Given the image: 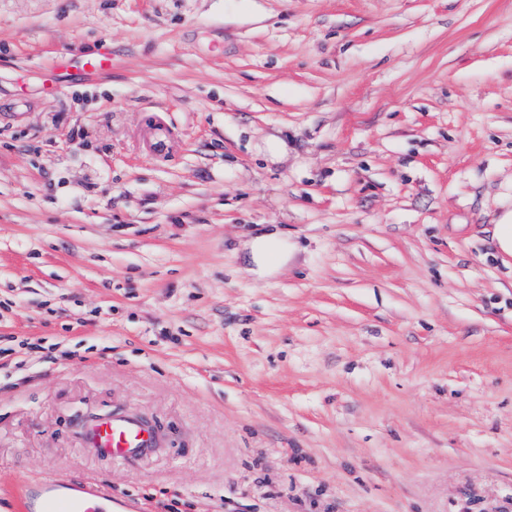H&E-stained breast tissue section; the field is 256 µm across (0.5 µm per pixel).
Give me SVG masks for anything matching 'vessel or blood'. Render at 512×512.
Here are the masks:
<instances>
[{"mask_svg": "<svg viewBox=\"0 0 512 512\" xmlns=\"http://www.w3.org/2000/svg\"><path fill=\"white\" fill-rule=\"evenodd\" d=\"M85 71L105 73L112 68V50L103 44L84 55ZM86 446L107 458L137 459L157 443L155 432L135 415L107 416L85 433ZM24 512H112V493L95 485L67 484L49 476L23 487Z\"/></svg>", "mask_w": 512, "mask_h": 512, "instance_id": "obj_1", "label": "vessel or blood"}]
</instances>
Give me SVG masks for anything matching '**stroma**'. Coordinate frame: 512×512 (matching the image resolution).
I'll return each instance as SVG.
<instances>
[{
    "label": "stroma",
    "mask_w": 512,
    "mask_h": 512,
    "mask_svg": "<svg viewBox=\"0 0 512 512\" xmlns=\"http://www.w3.org/2000/svg\"><path fill=\"white\" fill-rule=\"evenodd\" d=\"M511 211L512 0H0V512H512ZM83 68L87 72L105 73L112 69V50L103 43L93 53L82 57ZM254 260L265 265L274 264L281 255V240L278 232L256 238L252 244ZM86 446L107 458L137 459L158 443L155 432L133 414L107 416L85 433ZM21 500L25 512H112L111 491L52 476L24 484Z\"/></svg>",
    "instance_id": "35a3bbf8"
}]
</instances>
